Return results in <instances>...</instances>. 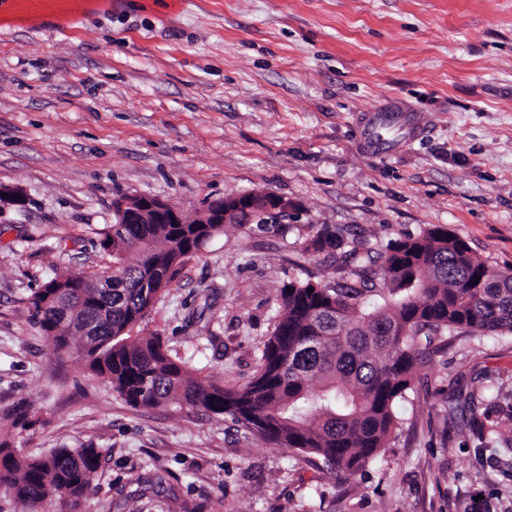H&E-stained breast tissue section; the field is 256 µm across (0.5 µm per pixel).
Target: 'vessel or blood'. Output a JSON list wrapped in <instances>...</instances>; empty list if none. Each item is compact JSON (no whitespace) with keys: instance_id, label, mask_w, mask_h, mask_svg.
<instances>
[{"instance_id":"vessel-or-blood-1","label":"vessel or blood","mask_w":512,"mask_h":512,"mask_svg":"<svg viewBox=\"0 0 512 512\" xmlns=\"http://www.w3.org/2000/svg\"><path fill=\"white\" fill-rule=\"evenodd\" d=\"M73 8L72 0H0V14L27 17H64L71 15ZM361 127L364 144L375 156L383 157L418 138L423 120L409 106L391 102L374 106Z\"/></svg>"}]
</instances>
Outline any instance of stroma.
<instances>
[{"instance_id": "1", "label": "stroma", "mask_w": 512, "mask_h": 512, "mask_svg": "<svg viewBox=\"0 0 512 512\" xmlns=\"http://www.w3.org/2000/svg\"><path fill=\"white\" fill-rule=\"evenodd\" d=\"M389 99L425 134L376 157L359 121ZM0 185L25 196L0 202V442L100 448L79 512H512V455L495 449L512 430V334H454L417 371L386 448L337 479L230 416L127 405L57 358L28 302L54 275L111 267L98 241L116 198L192 214L209 198L288 197L290 231L226 227L141 325L194 375L239 387L282 282L339 278L303 252L310 226L378 249L439 227L512 268V0H88L73 23L12 20Z\"/></svg>"}]
</instances>
